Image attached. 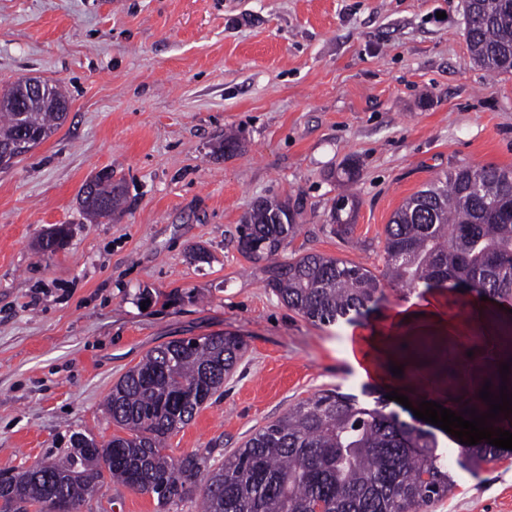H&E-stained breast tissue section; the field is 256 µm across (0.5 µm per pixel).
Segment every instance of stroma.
<instances>
[{"label":"stroma","mask_w":512,"mask_h":512,"mask_svg":"<svg viewBox=\"0 0 512 512\" xmlns=\"http://www.w3.org/2000/svg\"><path fill=\"white\" fill-rule=\"evenodd\" d=\"M35 76L69 101L63 126L0 168V472L48 461L77 431L120 434L104 401L152 348L234 333L241 360L164 454L218 466L289 407L324 389L388 397L348 357L353 325L314 323L285 306L262 264L238 251L260 197L291 199L299 230L285 257L320 253L384 270L385 227L402 203L458 167L512 169V74L471 58L463 0H0V91ZM243 149L216 152L226 131ZM358 165L343 184L346 159ZM108 169L125 202L93 222L78 193ZM359 208L331 234L343 192ZM63 225L53 256L41 235ZM205 260L192 256L195 246ZM457 339L500 333L512 311L435 292ZM459 378L423 375L401 390L456 399ZM452 493L429 512H512V456L474 473L449 463ZM78 512L159 508L112 484Z\"/></svg>","instance_id":"obj_1"}]
</instances>
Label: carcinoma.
<instances>
[{
	"instance_id": "1",
	"label": "carcinoma",
	"mask_w": 512,
	"mask_h": 512,
	"mask_svg": "<svg viewBox=\"0 0 512 512\" xmlns=\"http://www.w3.org/2000/svg\"><path fill=\"white\" fill-rule=\"evenodd\" d=\"M472 59L485 70L512 73V0H464ZM66 113L46 101L0 106V144L24 155L55 133ZM125 194L108 177L80 190L79 204L92 219L116 211ZM355 197L343 195L329 214L331 232L345 235L342 211H355ZM290 200L253 204L238 229V249L253 263H265L267 286L291 310L314 323L353 322L385 300L380 279L348 260L307 253L279 260L298 231ZM64 226L40 242L50 257L63 245ZM384 278L408 292L461 289L500 302L512 300V170L460 167L408 198L385 227ZM243 341L217 333L171 341L153 348L112 388L107 411L127 431L99 442L82 432L58 461L0 475V512H76L87 497L116 482L154 494L162 507L200 500V512H425L450 495L448 458L436 435L335 389L320 390L257 431L219 467H205L195 455L162 454L166 438L189 424L224 387L238 363ZM416 352L442 359L455 370L454 351L426 344ZM509 363L507 378L500 365ZM483 381L499 395L512 387V358L490 365ZM485 415L489 403L453 402L448 409L469 420L467 409ZM500 458L481 440L460 444L456 462L470 471Z\"/></svg>"
}]
</instances>
